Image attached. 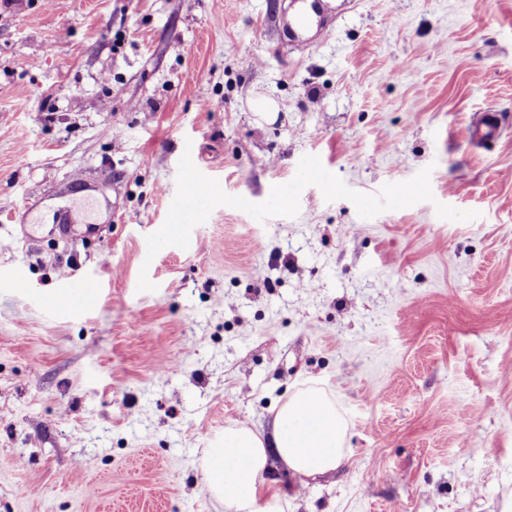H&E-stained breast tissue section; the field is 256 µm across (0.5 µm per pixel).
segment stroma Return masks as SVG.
Listing matches in <instances>:
<instances>
[{
  "instance_id": "obj_1",
  "label": "stroma",
  "mask_w": 512,
  "mask_h": 512,
  "mask_svg": "<svg viewBox=\"0 0 512 512\" xmlns=\"http://www.w3.org/2000/svg\"><path fill=\"white\" fill-rule=\"evenodd\" d=\"M288 2L0 0V512H224L204 448L305 385L349 452L305 487L270 460L260 500H512V0H336L280 52ZM70 279L95 302L48 311ZM249 108L263 122L272 123L280 110L279 104L263 95H255L249 100Z\"/></svg>"
}]
</instances>
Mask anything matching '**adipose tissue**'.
Returning a JSON list of instances; mask_svg holds the SVG:
<instances>
[{"mask_svg":"<svg viewBox=\"0 0 512 512\" xmlns=\"http://www.w3.org/2000/svg\"><path fill=\"white\" fill-rule=\"evenodd\" d=\"M347 422L322 388L296 390L278 407L270 431L233 423L200 458L204 489L224 512L256 511V495L270 457L296 478L336 472L346 456Z\"/></svg>","mask_w":512,"mask_h":512,"instance_id":"adipose-tissue-1","label":"adipose tissue"}]
</instances>
